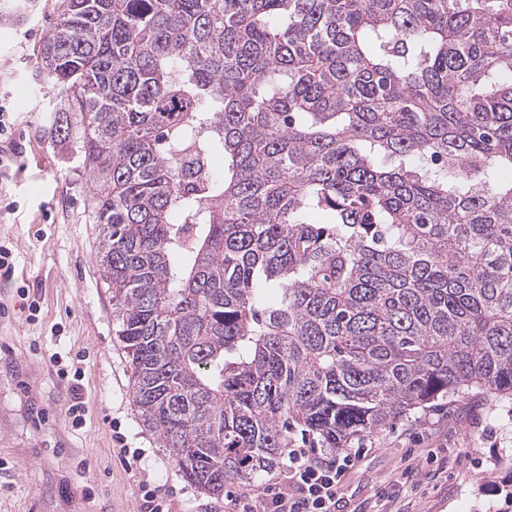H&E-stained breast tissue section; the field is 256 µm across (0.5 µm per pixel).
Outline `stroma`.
<instances>
[{
	"label": "stroma",
	"instance_id": "1",
	"mask_svg": "<svg viewBox=\"0 0 512 512\" xmlns=\"http://www.w3.org/2000/svg\"><path fill=\"white\" fill-rule=\"evenodd\" d=\"M0 0V512H140L141 487L161 486L171 512H224L177 471L133 405L112 296L97 265L91 175L78 135L48 127L53 100L35 77L39 46L61 0L16 20ZM60 365H53L52 356ZM80 369L82 427L58 366ZM512 402L476 393L351 441L365 449L344 479L345 512H503L512 479ZM421 466L420 482L403 477Z\"/></svg>",
	"mask_w": 512,
	"mask_h": 512
}]
</instances>
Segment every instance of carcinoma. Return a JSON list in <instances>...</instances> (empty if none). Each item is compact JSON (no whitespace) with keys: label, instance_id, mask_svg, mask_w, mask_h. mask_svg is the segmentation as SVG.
<instances>
[{"label":"carcinoma","instance_id":"obj_1","mask_svg":"<svg viewBox=\"0 0 512 512\" xmlns=\"http://www.w3.org/2000/svg\"><path fill=\"white\" fill-rule=\"evenodd\" d=\"M36 65L188 483L512 401V0H62Z\"/></svg>","mask_w":512,"mask_h":512}]
</instances>
